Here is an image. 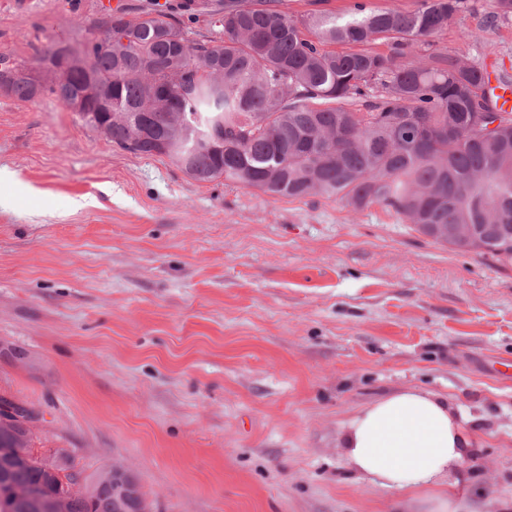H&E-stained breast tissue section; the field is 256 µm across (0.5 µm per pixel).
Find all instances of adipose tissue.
<instances>
[{
  "instance_id": "obj_1",
  "label": "adipose tissue",
  "mask_w": 512,
  "mask_h": 512,
  "mask_svg": "<svg viewBox=\"0 0 512 512\" xmlns=\"http://www.w3.org/2000/svg\"><path fill=\"white\" fill-rule=\"evenodd\" d=\"M338 444L361 478L421 495L427 512H468L445 492L475 448L448 398L414 388L379 397L343 423Z\"/></svg>"
}]
</instances>
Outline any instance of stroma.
I'll return each mask as SVG.
<instances>
[{
	"label": "stroma",
	"mask_w": 512,
	"mask_h": 512,
	"mask_svg": "<svg viewBox=\"0 0 512 512\" xmlns=\"http://www.w3.org/2000/svg\"><path fill=\"white\" fill-rule=\"evenodd\" d=\"M100 0H0V55L83 41ZM218 37L224 0H126ZM476 0L440 49L512 77V19ZM0 398L36 455L121 461L154 512H422L363 481L338 431L405 387L478 442L456 494L512 512V259L435 242L373 204L197 182L50 94H0Z\"/></svg>",
	"instance_id": "obj_1"
}]
</instances>
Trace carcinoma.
Segmentation results:
<instances>
[{
  "mask_svg": "<svg viewBox=\"0 0 512 512\" xmlns=\"http://www.w3.org/2000/svg\"><path fill=\"white\" fill-rule=\"evenodd\" d=\"M287 0H224V39L192 43L184 22L152 11L122 28L114 12L91 29L110 48L36 49V66L0 57V91L63 102L91 60L110 112L88 103L84 123L128 152L168 158L198 182L224 179L271 196L336 198L353 212L377 204L460 250L512 259V117L482 94L487 73L463 55L433 49L467 0H423L413 11L353 0L343 13L297 20ZM512 18L493 0L483 27ZM70 58L73 82L47 62ZM180 89L162 99L172 78ZM83 477L86 491L69 481ZM0 485L29 488L54 512H151L130 470L90 474L64 456L39 457L0 430Z\"/></svg>",
  "mask_w": 512,
  "mask_h": 512,
  "instance_id": "cac0c4a2",
  "label": "carcinoma"
}]
</instances>
